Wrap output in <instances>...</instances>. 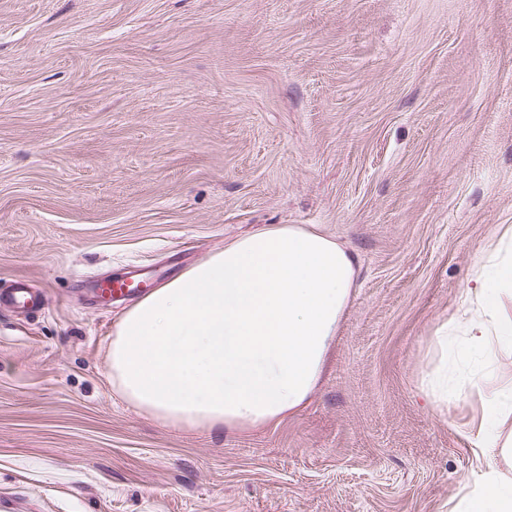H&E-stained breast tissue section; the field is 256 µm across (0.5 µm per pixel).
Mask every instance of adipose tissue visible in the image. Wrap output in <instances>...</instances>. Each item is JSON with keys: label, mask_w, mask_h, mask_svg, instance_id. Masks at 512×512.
Wrapping results in <instances>:
<instances>
[{"label": "adipose tissue", "mask_w": 512, "mask_h": 512, "mask_svg": "<svg viewBox=\"0 0 512 512\" xmlns=\"http://www.w3.org/2000/svg\"><path fill=\"white\" fill-rule=\"evenodd\" d=\"M358 257L294 224L240 237L128 309L107 357L112 385L163 425L220 431L277 423L316 389L350 303ZM466 291L465 309L434 331L439 358L422 388L479 408L485 471L450 512H512V225H500Z\"/></svg>", "instance_id": "1"}]
</instances>
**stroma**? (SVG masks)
Here are the masks:
<instances>
[{"label":"stroma","mask_w":512,"mask_h":512,"mask_svg":"<svg viewBox=\"0 0 512 512\" xmlns=\"http://www.w3.org/2000/svg\"><path fill=\"white\" fill-rule=\"evenodd\" d=\"M280 224L353 250L309 403L224 432L112 387L155 289ZM512 224V0H0V502L14 512H448L484 466L429 403L435 328ZM136 288L130 278H107L99 281L95 291L101 297H107L110 301H121Z\"/></svg>","instance_id":"1"}]
</instances>
